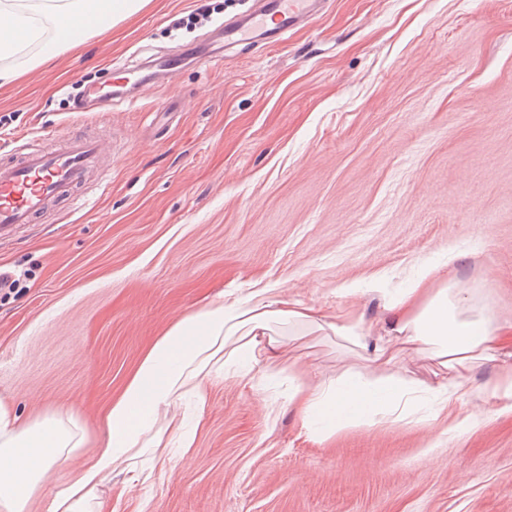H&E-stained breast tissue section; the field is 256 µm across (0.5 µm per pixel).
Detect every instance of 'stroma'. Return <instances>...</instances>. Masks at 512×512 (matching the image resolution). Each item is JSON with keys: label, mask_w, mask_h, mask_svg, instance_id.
Masks as SVG:
<instances>
[{"label": "stroma", "mask_w": 512, "mask_h": 512, "mask_svg": "<svg viewBox=\"0 0 512 512\" xmlns=\"http://www.w3.org/2000/svg\"><path fill=\"white\" fill-rule=\"evenodd\" d=\"M243 0H151L112 31L0 87V158L32 134L102 138L112 158L73 209L0 246V398L20 423L57 411L90 431L144 350L178 319L277 288L366 317L431 264L512 318V0H331L274 46L201 42ZM182 52L133 102L78 109L112 64ZM281 363L338 377L335 339ZM499 366L468 374L465 424L369 417L305 436L288 377L211 383L192 448L113 475L106 512H512V399Z\"/></svg>", "instance_id": "obj_1"}]
</instances>
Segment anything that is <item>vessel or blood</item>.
Returning <instances> with one entry per match:
<instances>
[{
    "instance_id": "1",
    "label": "vessel or blood",
    "mask_w": 512,
    "mask_h": 512,
    "mask_svg": "<svg viewBox=\"0 0 512 512\" xmlns=\"http://www.w3.org/2000/svg\"><path fill=\"white\" fill-rule=\"evenodd\" d=\"M319 0H258L244 18L224 23L225 45H275L318 12ZM106 146L96 136L71 135L58 147L26 140L14 159L0 160V241L38 223L48 208L74 200L103 160Z\"/></svg>"
}]
</instances>
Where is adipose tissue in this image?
I'll return each mask as SVG.
<instances>
[{"label": "adipose tissue", "instance_id": "adipose-tissue-1", "mask_svg": "<svg viewBox=\"0 0 512 512\" xmlns=\"http://www.w3.org/2000/svg\"><path fill=\"white\" fill-rule=\"evenodd\" d=\"M147 3L0 0V87L13 83L22 69L44 64L62 50L83 45L94 33L112 29ZM76 16L87 18L85 29L69 28ZM35 43L40 52L32 57L28 48ZM309 336L336 338L350 356L369 361L376 371L371 378L348 373L324 382L301 368L289 369V408L305 429L312 417H321L327 437L376 410L389 423H398L394 407L413 387L390 366L404 352L434 366L437 413H450L461 398L466 372L495 359L502 362L496 388L512 398V320L477 306L474 292L459 288L453 272L429 267L371 319L349 306L326 311L269 288L256 300L201 309L157 338L107 409L105 446L76 472H63L62 466L88 443L80 419L56 412L21 427L12 405L0 401V512H26L43 476L54 469L61 476L51 512H103L101 488L113 473L130 472L136 458L167 447L172 438L191 447L177 413L184 396L204 398L207 385L218 378L251 382L273 350Z\"/></svg>", "mask_w": 512, "mask_h": 512}]
</instances>
